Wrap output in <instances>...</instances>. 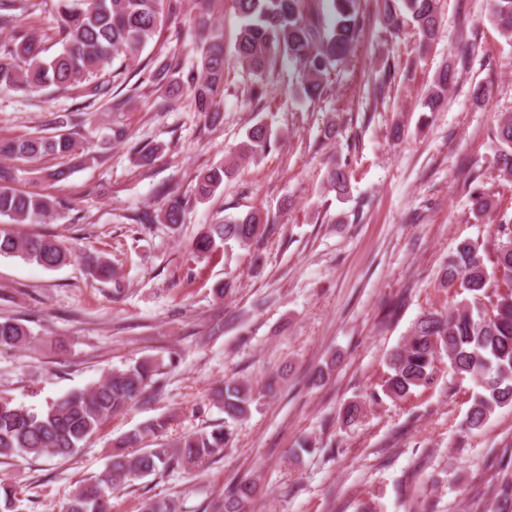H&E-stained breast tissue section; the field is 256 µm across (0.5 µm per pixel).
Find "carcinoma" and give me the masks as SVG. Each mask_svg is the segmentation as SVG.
Segmentation results:
<instances>
[{
	"label": "carcinoma",
	"mask_w": 512,
	"mask_h": 512,
	"mask_svg": "<svg viewBox=\"0 0 512 512\" xmlns=\"http://www.w3.org/2000/svg\"><path fill=\"white\" fill-rule=\"evenodd\" d=\"M240 25L235 43L238 63L260 77L278 57L286 56L300 65L302 79L296 93L313 102L321 98L329 69L335 67L359 40V0H330L333 24L321 28L305 12L307 0H230ZM205 5L195 21L200 31L196 41L197 72H188L175 54L159 55L143 65L142 82L155 102L164 107L173 97L188 92L195 110L214 125L221 119L224 92V0H200ZM439 0H383V19L396 31L409 17L417 30L419 43L428 46L439 24ZM181 0H51L50 8L59 17L57 32L61 49L46 55L47 48L37 36L19 25V12L35 4L29 0H0V30L12 29V40L0 47V84L10 85L26 95H36L48 87L58 91L75 90L112 112H121L133 95L111 91L124 72L110 69L115 60L126 61L142 52L160 35L166 17L177 12ZM492 20L506 37L512 36V0H493ZM455 67L445 66L435 76L422 108L436 112L448 97V85ZM67 115L53 122V132L45 136L0 140V158L15 161L54 155L74 165H82L89 153L65 127ZM496 137L500 148L493 162L504 177L512 178V114L498 122ZM277 136L264 123L254 124L238 148L224 163L198 176L195 196L212 195L244 162L271 149ZM16 174L8 164H0V217L12 224H41L58 210L57 198L36 191L12 187ZM349 186L345 164L333 163L323 181V191L341 197ZM185 205L175 198L152 215L144 214L147 224L183 223ZM269 218L256 211L226 217L210 224L197 236L191 253L210 258L229 242L244 249L263 238ZM493 269L485 263L487 245L479 240H463L441 269L444 286L463 296V303L446 312H428L412 325L407 339L389 357V372L382 393L402 400L413 390L435 380L436 363L446 356L454 373L470 378L479 388L466 416L464 427L474 430L499 408L512 406V224L493 227ZM19 256L53 269L74 257L72 249L43 236H19L0 230V256ZM90 274L97 280L116 276L110 261L87 258ZM27 327L17 318L0 317V347H22L30 343ZM159 367L150 360L124 368H114L103 379L74 390L47 406L33 411L14 399L1 397L0 460H68L112 417L125 412L145 394L161 393ZM214 405L224 412V425L202 428L173 441L153 447L143 445L146 436H163L167 419L158 418L147 426L124 433L115 443L106 468L81 480L67 501L64 512H112V494L124 491L134 482L163 475L180 468H193L205 461L224 457L233 436L231 424L249 416L258 401L255 389L240 380L228 379L213 391ZM256 493V483L242 478L224 487L204 512H248ZM17 492L0 479V512H14ZM501 498L497 512L512 508V479L500 482ZM140 512H179L175 500L149 497Z\"/></svg>",
	"instance_id": "cac0c4a2"
}]
</instances>
